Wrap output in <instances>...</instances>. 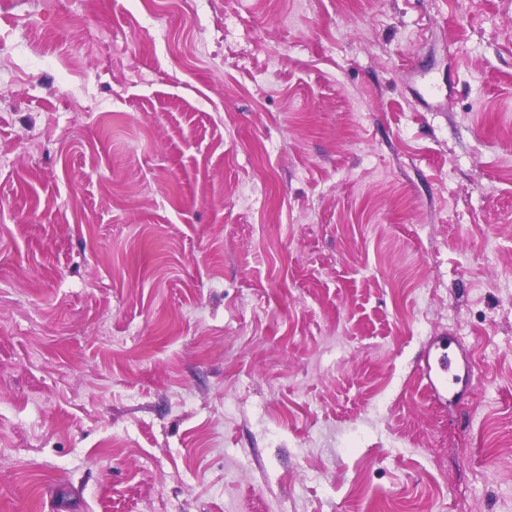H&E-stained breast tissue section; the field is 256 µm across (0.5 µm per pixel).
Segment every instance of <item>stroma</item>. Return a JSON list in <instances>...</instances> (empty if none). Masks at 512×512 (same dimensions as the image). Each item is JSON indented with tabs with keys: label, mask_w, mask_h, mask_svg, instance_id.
<instances>
[{
	"label": "stroma",
	"mask_w": 512,
	"mask_h": 512,
	"mask_svg": "<svg viewBox=\"0 0 512 512\" xmlns=\"http://www.w3.org/2000/svg\"><path fill=\"white\" fill-rule=\"evenodd\" d=\"M509 25L0 0V512H512ZM426 376L432 387L437 389L447 388L448 386V375L452 371V361L447 352L443 351L437 358L435 368L432 366L430 361H427Z\"/></svg>",
	"instance_id": "obj_1"
}]
</instances>
